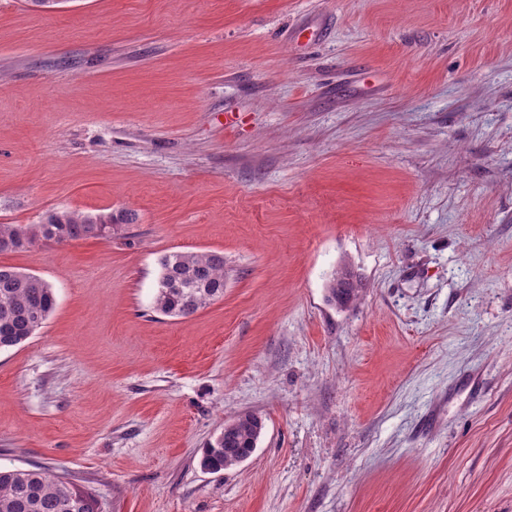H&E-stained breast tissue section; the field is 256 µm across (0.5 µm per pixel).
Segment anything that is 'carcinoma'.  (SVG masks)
I'll use <instances>...</instances> for the list:
<instances>
[{"label": "carcinoma", "instance_id": "carcinoma-1", "mask_svg": "<svg viewBox=\"0 0 512 512\" xmlns=\"http://www.w3.org/2000/svg\"><path fill=\"white\" fill-rule=\"evenodd\" d=\"M132 213L83 214L51 211L38 224H0V254L26 251L36 242L64 243L110 239L112 227L131 224ZM224 255L171 252L161 258L155 308L188 317L224 297ZM363 289L350 267L341 266L329 281L327 299L340 307L354 303ZM56 305L52 286L40 277L0 265V350L18 346L46 322ZM264 424L256 414L238 416L200 457V467L218 473L254 451ZM0 512H98L87 489L45 468L0 469Z\"/></svg>", "mask_w": 512, "mask_h": 512}]
</instances>
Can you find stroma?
Returning a JSON list of instances; mask_svg holds the SVG:
<instances>
[{
  "mask_svg": "<svg viewBox=\"0 0 512 512\" xmlns=\"http://www.w3.org/2000/svg\"><path fill=\"white\" fill-rule=\"evenodd\" d=\"M51 210L136 220L0 254L56 296L0 351L1 468L98 512H512V0H0V223ZM174 251L223 299L157 312ZM363 289L360 279L347 265L341 266L329 281L327 299L340 307H347L354 303ZM263 427L262 419L256 414L238 416L205 448L200 457V467L218 473L239 465L253 453Z\"/></svg>",
  "mask_w": 512,
  "mask_h": 512,
  "instance_id": "1",
  "label": "stroma"
}]
</instances>
